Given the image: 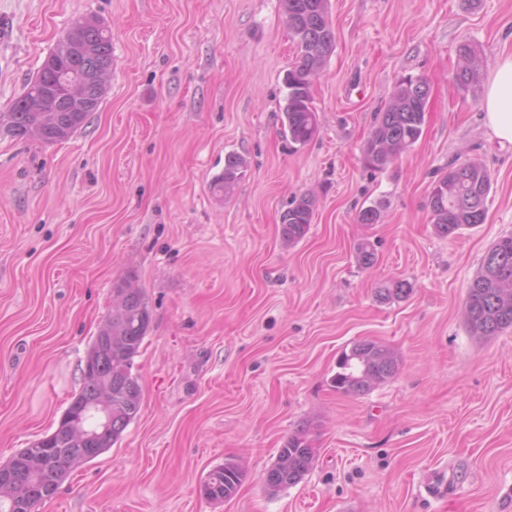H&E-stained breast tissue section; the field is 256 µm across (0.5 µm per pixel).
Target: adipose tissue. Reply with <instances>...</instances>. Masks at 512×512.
<instances>
[{
    "label": "adipose tissue",
    "instance_id": "1",
    "mask_svg": "<svg viewBox=\"0 0 512 512\" xmlns=\"http://www.w3.org/2000/svg\"><path fill=\"white\" fill-rule=\"evenodd\" d=\"M482 109L491 137L501 146H512V55L498 60L488 82Z\"/></svg>",
    "mask_w": 512,
    "mask_h": 512
}]
</instances>
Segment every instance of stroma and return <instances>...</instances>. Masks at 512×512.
I'll return each mask as SVG.
<instances>
[{
    "label": "stroma",
    "mask_w": 512,
    "mask_h": 512,
    "mask_svg": "<svg viewBox=\"0 0 512 512\" xmlns=\"http://www.w3.org/2000/svg\"><path fill=\"white\" fill-rule=\"evenodd\" d=\"M82 18L112 33L98 112L53 144L0 135V464L57 428L119 281L152 323L137 418L34 512H512V329L465 321L485 252L512 233V148L452 80L461 42L490 70L512 54V0H329L303 145L282 128L297 61L282 0H0V113ZM410 76L429 85L423 133L373 169L364 143ZM232 152L247 168L223 196ZM464 160L492 176L487 217L442 237L430 187ZM305 193L312 224L286 243L280 217ZM367 207L378 223H359ZM397 280L409 295L380 299ZM361 340L399 370L346 397L331 379ZM301 428L312 470L269 491ZM228 459L245 478L215 504L202 486Z\"/></svg>",
    "instance_id": "1"
}]
</instances>
